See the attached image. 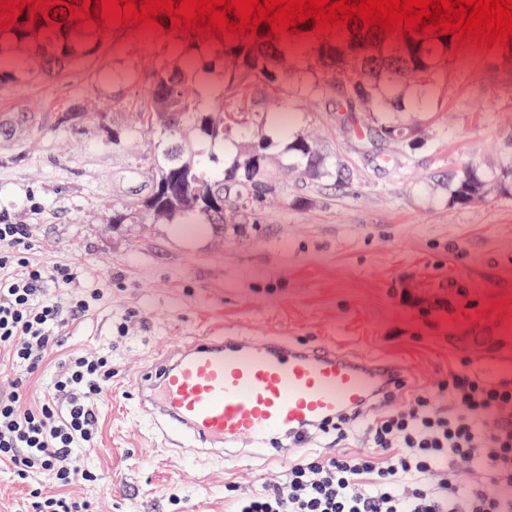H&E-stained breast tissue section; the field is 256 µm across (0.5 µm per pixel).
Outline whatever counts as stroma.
<instances>
[{
	"label": "stroma",
	"instance_id": "obj_1",
	"mask_svg": "<svg viewBox=\"0 0 512 512\" xmlns=\"http://www.w3.org/2000/svg\"><path fill=\"white\" fill-rule=\"evenodd\" d=\"M179 46L158 28L109 25L98 57L59 76H28L21 58L0 55V70L14 75L0 83V118L34 108L43 121L41 131L0 138V216L32 225L34 258L93 275L103 292L63 332L65 349L112 354L101 443L80 451L97 479L68 490L93 512H231L232 488L258 491L282 476L279 461L159 446L133 383L161 343L209 333L331 341L406 362L413 390L437 407L447 404L437 387L449 370L512 373V353L496 360L469 342L492 335L490 314L512 317V198L493 183L478 201L448 202L466 166L496 173L512 160L506 48L453 51L445 93L402 115L423 129L411 147L354 141L329 106L270 112L262 131L274 170L293 164L284 146L304 133L350 166L346 187L292 180L257 216L226 210L220 228L136 214L113 223L114 211L147 193L143 157L153 145L133 121L141 86L124 73ZM116 135L131 146L114 147ZM34 489L54 491L41 474L21 480L0 468V512H26Z\"/></svg>",
	"mask_w": 512,
	"mask_h": 512
}]
</instances>
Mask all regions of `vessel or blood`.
I'll list each match as a JSON object with an SVG mask.
<instances>
[{
    "instance_id": "1",
    "label": "vessel or blood",
    "mask_w": 512,
    "mask_h": 512,
    "mask_svg": "<svg viewBox=\"0 0 512 512\" xmlns=\"http://www.w3.org/2000/svg\"><path fill=\"white\" fill-rule=\"evenodd\" d=\"M410 379L400 361L351 357L326 344L204 336L162 349L136 389L163 443L233 448L248 462L286 456L274 438L299 446L315 427L386 406Z\"/></svg>"
}]
</instances>
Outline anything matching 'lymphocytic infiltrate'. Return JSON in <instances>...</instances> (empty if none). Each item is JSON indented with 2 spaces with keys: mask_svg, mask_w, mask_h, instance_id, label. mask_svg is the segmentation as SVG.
Instances as JSON below:
<instances>
[{
  "mask_svg": "<svg viewBox=\"0 0 512 512\" xmlns=\"http://www.w3.org/2000/svg\"><path fill=\"white\" fill-rule=\"evenodd\" d=\"M27 224L0 217V467L18 477L41 473L55 495L31 494L29 512H87L65 488L93 481L78 451L99 440V403L112 381L111 353L67 352L38 399L26 387L61 345L69 321L95 307L94 286L77 272L31 256ZM444 410L415 394L403 412L367 426L370 448L289 462L286 477L239 492L234 512H512V377L486 379L452 369L440 388ZM469 462L499 485L489 496L463 482Z\"/></svg>",
  "mask_w": 512,
  "mask_h": 512,
  "instance_id": "1",
  "label": "lymphocytic infiltrate"
}]
</instances>
